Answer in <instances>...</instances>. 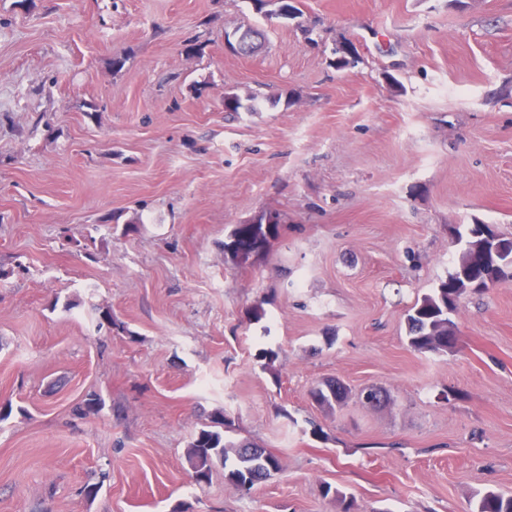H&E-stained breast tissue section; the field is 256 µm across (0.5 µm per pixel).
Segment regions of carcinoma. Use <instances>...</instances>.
<instances>
[{"mask_svg": "<svg viewBox=\"0 0 512 512\" xmlns=\"http://www.w3.org/2000/svg\"><path fill=\"white\" fill-rule=\"evenodd\" d=\"M264 34L255 27L244 29L242 55L255 54L263 45ZM469 242L491 248L499 243L508 248L507 255L496 263L483 260L482 253L472 248H462L456 267L431 294L416 301L407 315L408 342L419 352L440 353L457 347L460 337L458 327L451 319L460 296L474 287L481 292L490 283L512 282V240L497 234L487 224H475L469 230ZM268 237L260 224H246L236 232V250L251 254L261 250ZM351 390L334 380L318 384L311 391L312 399L321 407L332 408L343 404ZM224 415L215 416L210 424L202 427L188 444L187 459L196 484L209 483L215 463L225 465L224 477L241 489L252 490L280 470V459L266 448L251 443L235 444L224 440ZM473 512H512V497L495 490L485 491Z\"/></svg>", "mask_w": 512, "mask_h": 512, "instance_id": "obj_1", "label": "carcinoma"}]
</instances>
